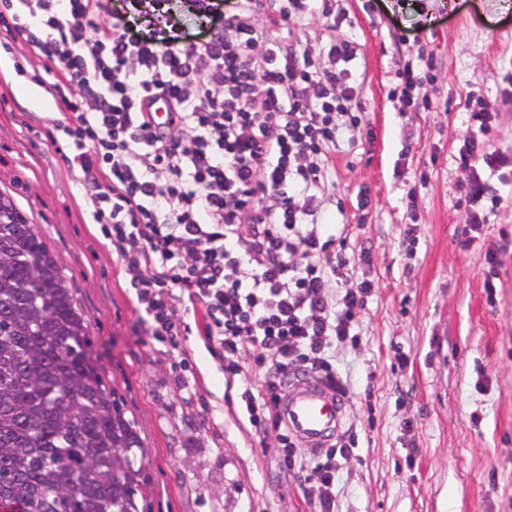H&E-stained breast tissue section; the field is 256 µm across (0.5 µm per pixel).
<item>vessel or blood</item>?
<instances>
[{
    "label": "vessel or blood",
    "instance_id": "obj_1",
    "mask_svg": "<svg viewBox=\"0 0 512 512\" xmlns=\"http://www.w3.org/2000/svg\"><path fill=\"white\" fill-rule=\"evenodd\" d=\"M279 411L289 431L313 450L327 447L341 432L343 401L321 379L299 377L290 380Z\"/></svg>",
    "mask_w": 512,
    "mask_h": 512
}]
</instances>
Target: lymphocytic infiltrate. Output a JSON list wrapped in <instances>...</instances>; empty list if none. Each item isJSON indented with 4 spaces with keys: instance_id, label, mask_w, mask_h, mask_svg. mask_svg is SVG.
I'll return each instance as SVG.
<instances>
[{
    "instance_id": "lymphocytic-infiltrate-1",
    "label": "lymphocytic infiltrate",
    "mask_w": 512,
    "mask_h": 512,
    "mask_svg": "<svg viewBox=\"0 0 512 512\" xmlns=\"http://www.w3.org/2000/svg\"><path fill=\"white\" fill-rule=\"evenodd\" d=\"M169 0H131L147 30L129 26L112 0H0V26L32 55L59 63L57 91L71 117L68 162L82 175L113 254L131 273L148 335L177 336V302L204 311V334L224 354V370L258 351L262 375L241 395L252 426H280L276 412L290 378L310 374L339 393L332 353L357 325L368 283L342 279L349 259L322 220L329 153L359 126L353 109L350 41L326 60L298 55L293 25L319 0H288L267 17V38L252 19L264 0H185L207 23L198 42L177 27ZM171 101L168 125L154 127L151 100ZM495 115L472 111L459 150L472 176L463 202L485 222L500 186L512 184V154L491 139ZM497 183H490L489 175ZM343 292L339 304L330 289ZM312 512H336L341 463L327 449L292 461Z\"/></svg>"
}]
</instances>
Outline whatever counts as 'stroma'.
I'll list each match as a JSON object with an SVG mask.
<instances>
[{
    "label": "stroma",
    "instance_id": "stroma-1",
    "mask_svg": "<svg viewBox=\"0 0 512 512\" xmlns=\"http://www.w3.org/2000/svg\"><path fill=\"white\" fill-rule=\"evenodd\" d=\"M347 36L361 135L332 155L323 208L359 257L348 276L371 289L357 342L336 350L349 447L336 510L512 512V200L468 246L470 214L456 203L467 112H496L494 144L512 151V0H327L297 48L322 56ZM422 58L425 84L398 93V72ZM46 66L22 42L0 47V192L66 276L92 357L138 424L153 512H309L278 430L251 425L202 311L179 304L175 347L139 328L130 276L64 160ZM502 247L490 293L485 255Z\"/></svg>",
    "mask_w": 512,
    "mask_h": 512
}]
</instances>
